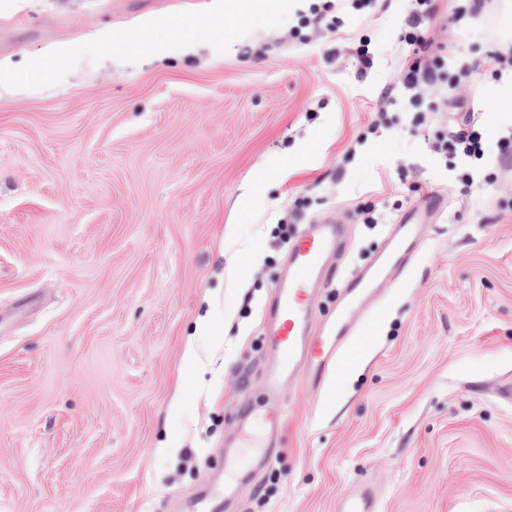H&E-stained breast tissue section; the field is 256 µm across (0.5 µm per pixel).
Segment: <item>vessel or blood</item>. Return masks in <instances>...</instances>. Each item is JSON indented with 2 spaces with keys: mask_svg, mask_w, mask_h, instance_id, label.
Here are the masks:
<instances>
[{
  "mask_svg": "<svg viewBox=\"0 0 512 512\" xmlns=\"http://www.w3.org/2000/svg\"><path fill=\"white\" fill-rule=\"evenodd\" d=\"M440 203V197L428 196L390 225L383 248L366 266L342 278L334 312L321 323L316 320L318 291L331 278L328 261L345 247L347 228L333 216L302 226L288 255V275L276 284L270 308L272 325L266 340L276 354L277 366L266 380V389L276 401L244 409L240 434L224 459L225 471L235 472L244 464L272 466L274 450L269 440L278 435L288 411L285 401L277 397L281 384L303 378L313 388L321 387L361 336L384 296V284L406 271L416 246L425 242ZM258 421L263 424L264 436L255 440L249 430ZM337 512H378V507L372 493L360 488L341 500Z\"/></svg>",
  "mask_w": 512,
  "mask_h": 512,
  "instance_id": "b4317fda",
  "label": "vessel or blood"
}]
</instances>
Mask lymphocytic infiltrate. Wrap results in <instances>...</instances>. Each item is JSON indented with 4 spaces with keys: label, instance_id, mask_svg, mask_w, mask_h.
I'll return each instance as SVG.
<instances>
[{
    "label": "lymphocytic infiltrate",
    "instance_id": "lymphocytic-infiltrate-1",
    "mask_svg": "<svg viewBox=\"0 0 512 512\" xmlns=\"http://www.w3.org/2000/svg\"><path fill=\"white\" fill-rule=\"evenodd\" d=\"M436 17V0H409L406 26L400 35L408 48L405 65L397 84L385 92V108L378 111L370 126L375 135L389 131L394 120L392 114L404 108L420 112L428 111L429 105L424 89H437L443 97H451L457 87L477 78L494 79L512 75V48L500 47L478 62L450 67L455 55L452 46L434 45L429 37V27ZM410 133L415 138H427L429 126L426 121L412 124ZM433 138V137H430ZM435 150L443 156L446 165L454 174L460 189L471 187L476 176L485 181L498 179V167L512 163V130L504 132L497 141L496 169H489L486 130L482 116L477 112H464L449 127L447 134L433 138Z\"/></svg>",
    "mask_w": 512,
    "mask_h": 512
}]
</instances>
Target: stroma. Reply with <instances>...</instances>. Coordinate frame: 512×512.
Segmentation results:
<instances>
[{
	"label": "stroma",
	"mask_w": 512,
	"mask_h": 512,
	"mask_svg": "<svg viewBox=\"0 0 512 512\" xmlns=\"http://www.w3.org/2000/svg\"><path fill=\"white\" fill-rule=\"evenodd\" d=\"M0 0V512H336L360 484L379 512H512V169L459 190L399 111L368 128L407 49L406 0L343 9L338 34L234 0ZM434 42L512 46V0ZM152 17V29L142 27ZM115 41H101L102 31ZM370 38L375 63L352 49ZM164 57L147 55L149 41ZM75 45L68 58L57 48ZM41 60L45 71L24 72ZM512 80L460 85L428 119L482 113L489 156ZM430 189L448 204L365 339L320 389L286 394L272 468L224 498V437L264 402L280 224L336 212L342 274ZM212 331L193 336L198 318ZM194 344L202 362L182 361Z\"/></svg>",
	"instance_id": "stroma-1"
}]
</instances>
